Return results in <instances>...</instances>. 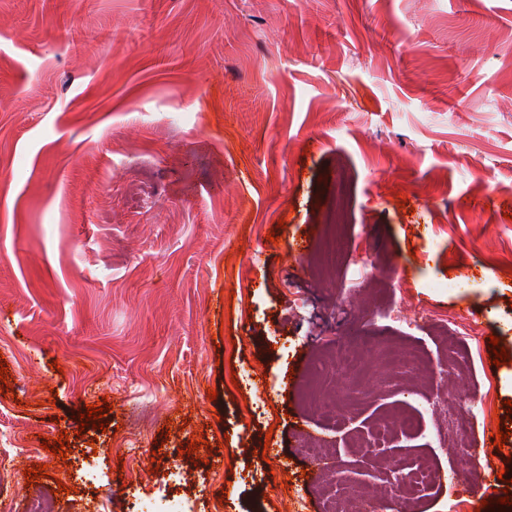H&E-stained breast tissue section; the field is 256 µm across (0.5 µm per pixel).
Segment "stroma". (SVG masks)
Listing matches in <instances>:
<instances>
[{
	"label": "stroma",
	"instance_id": "stroma-1",
	"mask_svg": "<svg viewBox=\"0 0 512 512\" xmlns=\"http://www.w3.org/2000/svg\"><path fill=\"white\" fill-rule=\"evenodd\" d=\"M509 89L512 0H0V431L18 449L0 501L44 464L76 512L89 493L66 464L93 448L98 501L158 466L185 472L191 512H291L293 494L320 512L341 469L361 512H448L447 488L404 499L386 471L431 453L437 395L463 411L490 380L512 401V279L480 261L512 253ZM357 255L380 264L371 303L349 286ZM446 277L458 289L429 290ZM383 304L399 321L374 320ZM461 318L482 333L466 378L422 382L380 353L440 369L436 325ZM236 369L264 373L266 411L243 415ZM104 399L106 430H79ZM402 412L419 419L398 435L410 454L363 476L352 439ZM63 432L65 454L44 449ZM487 437L475 423L480 512H512V434Z\"/></svg>",
	"mask_w": 512,
	"mask_h": 512
}]
</instances>
